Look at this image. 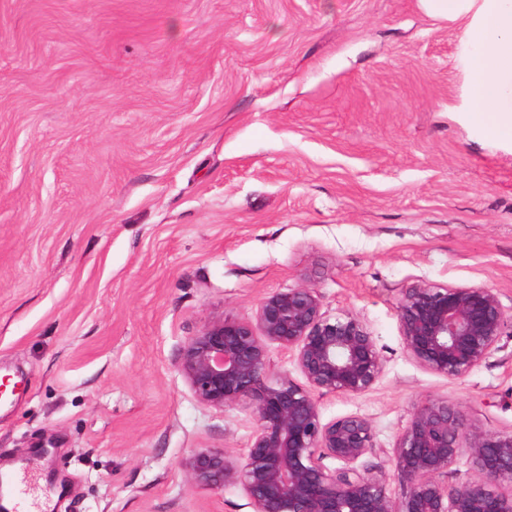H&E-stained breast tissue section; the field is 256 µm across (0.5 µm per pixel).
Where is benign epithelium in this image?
Here are the masks:
<instances>
[{"mask_svg":"<svg viewBox=\"0 0 512 512\" xmlns=\"http://www.w3.org/2000/svg\"><path fill=\"white\" fill-rule=\"evenodd\" d=\"M396 312L407 351L446 377L481 364L506 324L486 287L413 284ZM273 346L306 385L271 375ZM178 369L201 404L222 410L248 403L256 417L243 455L204 448L184 461L192 486L238 485L253 512H512V432L474 428L443 401H422L391 450L400 497L388 493L386 474L358 468L374 450L371 423L359 415L323 421L315 393L362 395L381 376L383 360L363 322L326 315L310 285L267 294L248 320L211 317L183 347ZM464 453L472 472L450 484L448 470Z\"/></svg>","mask_w":512,"mask_h":512,"instance_id":"benign-epithelium-1","label":"benign epithelium"}]
</instances>
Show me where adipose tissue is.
I'll use <instances>...</instances> for the list:
<instances>
[{"mask_svg":"<svg viewBox=\"0 0 512 512\" xmlns=\"http://www.w3.org/2000/svg\"><path fill=\"white\" fill-rule=\"evenodd\" d=\"M419 3L430 18L462 26L470 119L486 140L512 143V0Z\"/></svg>","mask_w":512,"mask_h":512,"instance_id":"1","label":"adipose tissue"}]
</instances>
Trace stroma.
<instances>
[{
	"label": "stroma",
	"mask_w": 512,
	"mask_h": 512,
	"mask_svg": "<svg viewBox=\"0 0 512 512\" xmlns=\"http://www.w3.org/2000/svg\"><path fill=\"white\" fill-rule=\"evenodd\" d=\"M462 37L419 0H0V470L25 512H252L182 463L244 454L253 410L200 404L178 360L302 284L383 359L316 399L372 423L360 464L391 496L422 400L512 430V149L459 110ZM416 283L497 294L468 374L405 349Z\"/></svg>",
	"instance_id": "35a3bbf8"
}]
</instances>
